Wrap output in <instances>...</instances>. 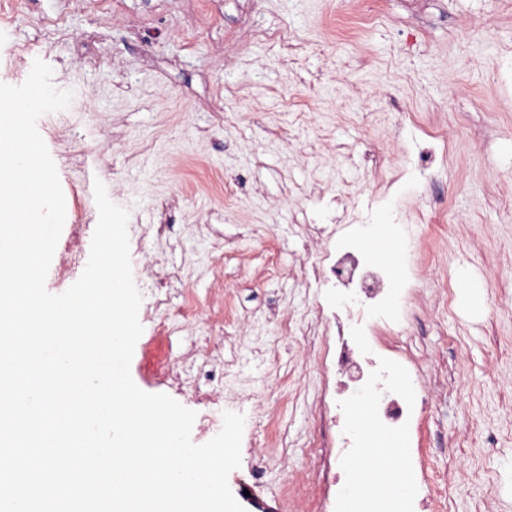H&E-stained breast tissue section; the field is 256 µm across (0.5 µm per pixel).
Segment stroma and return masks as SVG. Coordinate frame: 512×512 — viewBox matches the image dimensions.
I'll return each instance as SVG.
<instances>
[{
    "instance_id": "stroma-1",
    "label": "stroma",
    "mask_w": 512,
    "mask_h": 512,
    "mask_svg": "<svg viewBox=\"0 0 512 512\" xmlns=\"http://www.w3.org/2000/svg\"><path fill=\"white\" fill-rule=\"evenodd\" d=\"M25 4L28 21L0 22V82L22 84L39 59L74 92L37 122L66 211L46 288L71 285L58 274L71 225L91 248L98 180L130 212L143 302L158 286L211 288L212 234L223 232L225 331L250 317L223 385L276 407L289 448L286 468L260 472L242 447L228 484L245 512H287L280 487L308 465L318 371L291 339L276 360L255 351L273 318L315 298L295 277L310 258L293 225L301 210L371 257V225H395L403 253L388 285L416 288L406 326L440 391L408 454L426 451L451 478L452 512L488 499L512 512V0H106L111 18L73 7L48 44L37 22L61 0ZM364 6L374 22L359 35ZM285 27L304 50L261 37ZM147 224L167 230L146 238ZM151 255L166 270L147 267ZM130 374L202 413L141 351Z\"/></svg>"
}]
</instances>
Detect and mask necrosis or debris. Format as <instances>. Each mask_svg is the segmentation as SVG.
I'll list each match as a JSON object with an SVG mask.
<instances>
[{"instance_id":"obj_1","label":"necrosis or debris","mask_w":512,"mask_h":512,"mask_svg":"<svg viewBox=\"0 0 512 512\" xmlns=\"http://www.w3.org/2000/svg\"><path fill=\"white\" fill-rule=\"evenodd\" d=\"M307 232L322 247L318 259L302 271L304 282L315 284L317 294L301 315H288L279 323L282 333L297 336L320 372L318 395L309 410L322 433L308 444L310 465L300 482L314 512H389L387 499L363 508L338 493L336 467L357 458L362 445L360 437L340 423L339 414L354 397H370L378 431L400 435L418 414L432 409L435 393L422 380L404 322L385 315L381 282L389 270L376 272L354 252H335L319 225H308ZM223 296L220 288L204 296L190 291L177 305L165 289H156L148 316L158 321L160 341L167 349L155 363L173 386L197 402L222 401L238 413L257 416L263 405L252 395L214 383L233 366L230 349L240 344V337L219 333L203 340L188 332L190 324Z\"/></svg>"}]
</instances>
